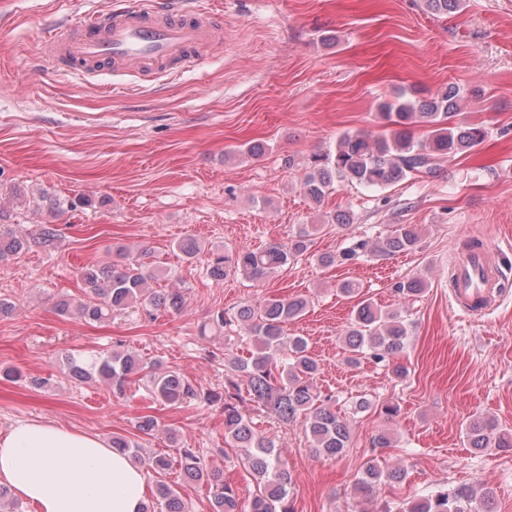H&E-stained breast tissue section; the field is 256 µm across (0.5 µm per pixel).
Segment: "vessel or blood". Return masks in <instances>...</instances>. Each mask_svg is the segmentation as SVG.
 Returning <instances> with one entry per match:
<instances>
[{
    "label": "vessel or blood",
    "instance_id": "1",
    "mask_svg": "<svg viewBox=\"0 0 512 512\" xmlns=\"http://www.w3.org/2000/svg\"><path fill=\"white\" fill-rule=\"evenodd\" d=\"M222 26L220 15L202 11L194 0H111L108 9L84 18L79 33L46 28L40 63L79 75L102 64L148 74L159 63L208 56ZM491 253L487 244L476 242L451 266L452 297L473 316L484 315L512 289Z\"/></svg>",
    "mask_w": 512,
    "mask_h": 512
}]
</instances>
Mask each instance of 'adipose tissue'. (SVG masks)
I'll return each instance as SVG.
<instances>
[{
    "label": "adipose tissue",
    "mask_w": 512,
    "mask_h": 512,
    "mask_svg": "<svg viewBox=\"0 0 512 512\" xmlns=\"http://www.w3.org/2000/svg\"><path fill=\"white\" fill-rule=\"evenodd\" d=\"M0 483L38 512H140L145 468L98 437L25 421L0 438Z\"/></svg>",
    "instance_id": "adipose-tissue-1"
}]
</instances>
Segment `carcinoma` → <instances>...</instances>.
Instances as JSON below:
<instances>
[{
  "instance_id": "carcinoma-1",
  "label": "carcinoma",
  "mask_w": 512,
  "mask_h": 512,
  "mask_svg": "<svg viewBox=\"0 0 512 512\" xmlns=\"http://www.w3.org/2000/svg\"><path fill=\"white\" fill-rule=\"evenodd\" d=\"M423 5L431 14L446 15L461 10L463 0H423ZM462 98L461 88L449 83L422 99L402 94L382 103L378 118L389 128V135L374 138L362 131L346 132L338 139L335 152L313 154L303 182L305 195L319 203L336 184L382 190L409 177H439L442 160L471 151L487 137L484 125L455 121ZM416 125L430 128L427 139L413 136L412 127ZM266 151L267 144L256 139L242 144L238 153L259 159ZM316 231V225H307L288 243L260 251L225 247L206 250L192 238L182 241L180 250L189 260L205 256L206 274L216 281L244 276L260 283L311 251ZM61 238L60 229L53 224L40 225L30 241L0 224V261L20 254L32 243L52 245ZM419 241L418 225L397 224L383 237H354L340 253H321L317 260L320 265L331 267L369 254L388 257L416 249ZM159 274L158 269L136 260L87 265L80 273L87 298H63L57 301L56 309L63 316L85 322L109 321L114 313L136 306L182 312L185 297L181 292L160 293L150 288V282L158 280ZM424 290L425 282L419 277L401 281L394 288L405 303ZM336 292L358 299L343 336L344 362L351 367H358L367 359L384 362L395 378L405 379L408 369L395 362L409 342L408 327L401 313L376 307L370 299L362 297V284L354 280L338 282ZM307 307L308 301L303 297L264 296L244 302L230 313L217 311L199 324L201 339L216 333L224 335V351L211 352L212 357L224 360V387L220 391L203 393L179 372L162 369L161 362H147L137 354L116 348L94 357L64 352L60 362L80 382L97 378L109 382L116 397L126 395L132 385L144 382L152 404H221L225 443L240 451L242 466L260 480L250 512H293L288 501L293 476L281 458L275 438L257 431L248 408L258 409L283 425L304 417L311 448L327 460L336 459L350 441L348 419L336 408L339 399L317 387L320 366L308 342L288 334V324L301 318ZM158 427V418L149 410L136 418L135 428L143 434ZM464 437L468 446L478 451L512 448V432L499 430L480 415L464 422ZM112 448L129 455L155 477L154 505H144L142 512H188L180 491L166 481L175 461L185 479L204 481L210 486L212 512H243L233 486L224 481V472L211 467L195 448L179 446L175 459L166 453H148L123 436L112 437ZM405 478L404 469H386L371 458L364 465L356 492L360 499L370 501L379 487L399 485ZM493 503L494 493L490 489L479 495L466 487L443 486L395 510L382 502L377 512H494ZM0 512H21L20 502L2 485Z\"/></svg>"
}]
</instances>
